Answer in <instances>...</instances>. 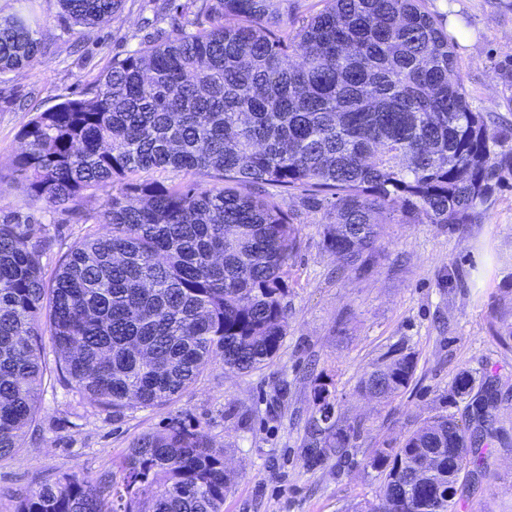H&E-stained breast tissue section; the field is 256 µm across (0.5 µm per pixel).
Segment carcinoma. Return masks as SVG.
<instances>
[{"label": "carcinoma", "instance_id": "cac0c4a2", "mask_svg": "<svg viewBox=\"0 0 512 512\" xmlns=\"http://www.w3.org/2000/svg\"><path fill=\"white\" fill-rule=\"evenodd\" d=\"M0 16V73L43 62L34 3ZM92 26L126 0H59ZM186 0L154 17V40L112 58L91 95L38 112L19 131L12 178L29 202L88 223L85 201L121 184L51 283L50 240L34 214L0 219V458L22 448L46 375L116 414L160 406L213 363H270L288 327L286 275L296 215L276 196L332 200L326 248L343 265L379 254L383 224H475L506 176L512 129L471 108L443 22L429 0ZM171 169L181 178L151 177ZM47 322H42V317ZM393 354L365 373L379 401L411 382ZM307 447L341 457L358 433L313 390ZM471 431L434 416L366 467L379 491L355 512H457L459 487L506 443L494 397L473 395ZM97 479L61 474L14 491L13 512H223L224 453L200 422L146 433Z\"/></svg>", "mask_w": 512, "mask_h": 512}]
</instances>
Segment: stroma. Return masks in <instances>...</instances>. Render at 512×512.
I'll return each instance as SVG.
<instances>
[{
  "label": "stroma",
  "mask_w": 512,
  "mask_h": 512,
  "mask_svg": "<svg viewBox=\"0 0 512 512\" xmlns=\"http://www.w3.org/2000/svg\"><path fill=\"white\" fill-rule=\"evenodd\" d=\"M144 0L96 26L70 28L57 0H38L43 64L0 74V216L27 209L9 177L20 151L19 129L34 114L94 89L112 58L150 40ZM454 33L473 110L512 125V88L497 64L512 55V0H429ZM297 215L299 249L288 269V329L272 363L237 372L215 363L169 403L115 414L45 379L40 412L23 448L0 458V512H12L5 492L32 486L54 472L97 477L114 469L141 435L175 417L202 422L231 467L224 512H351L374 498L379 481L366 469L378 448L399 447L434 415L471 417L470 398L455 380L471 374L494 391L495 415L512 434V176L496 190L479 223L463 231L443 224H387L377 264L337 274L324 244L327 204L282 197ZM52 245L42 258L53 278L60 258L89 230L68 214H41ZM413 354L410 386L383 403L364 399L367 369L398 352ZM326 384L339 420L359 432L342 458L309 461L305 427L312 391ZM491 473L473 476L458 512H512V447L486 445Z\"/></svg>",
  "instance_id": "1"
}]
</instances>
